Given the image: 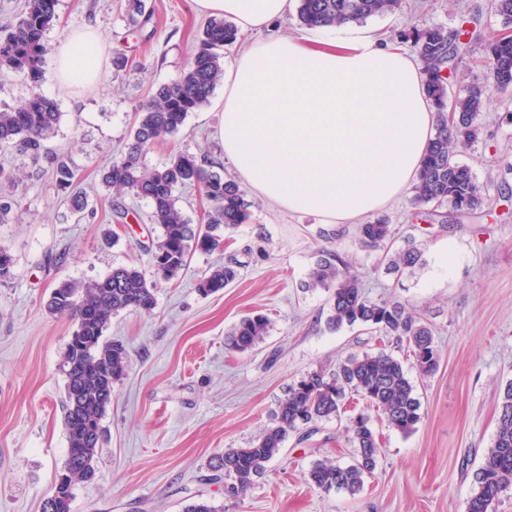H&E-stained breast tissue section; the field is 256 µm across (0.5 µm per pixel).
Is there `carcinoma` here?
<instances>
[{
  "instance_id": "1",
  "label": "carcinoma",
  "mask_w": 512,
  "mask_h": 512,
  "mask_svg": "<svg viewBox=\"0 0 512 512\" xmlns=\"http://www.w3.org/2000/svg\"><path fill=\"white\" fill-rule=\"evenodd\" d=\"M58 0H24L19 20L0 32V76L20 77L28 87V98L17 107L0 108V149L14 148L33 161L45 160L52 168L58 188L77 213L87 210L85 196L73 190L75 174L57 156L48 154L45 141L60 119L55 101L40 92L44 60L50 48L45 31L56 20ZM297 18L308 29L360 24L369 18L394 14L403 0H296ZM492 13L512 26V0H490ZM153 13L145 0H128V22L139 31L146 29ZM465 29L448 31L433 26L413 35L412 48L423 63L427 98L435 110L436 135L429 142L422 169L411 187L412 202L429 207L427 216L445 218V208L457 216L472 215L489 198L488 184L477 179L472 169L459 161V153L477 142L483 133L481 113L487 90L473 87L464 95L449 94L450 63L467 52ZM239 38L236 25L213 17L202 31L201 46L180 74L157 85L137 113L131 141L123 155L102 169L101 181L117 192L124 190L149 201L151 221L161 234L150 249L154 280L135 267H118L106 276L78 283L62 281L51 290L47 310L66 315L77 325L78 339L67 345L61 362L66 383L65 429L68 456L64 473L54 487L51 512H72L73 489L96 478V459L102 439L101 420L112 400V385L127 367L125 348L104 340L112 316L134 310L151 313L156 306L159 283L178 278L196 252H213L224 246V230L248 222L249 205L239 183L214 170L209 158L180 153L160 167L149 168L145 154L156 142L180 130L188 113L209 102L224 80V53ZM486 67L494 87L512 90V35L501 33L485 47ZM19 180L0 169V217L10 212L13 194L1 185L15 188ZM197 188L209 202L204 223L192 224L178 205L181 189ZM394 228L377 217L359 225L358 239L369 250H386ZM421 251L410 242L391 259L396 272L413 270ZM241 264L217 265L205 273L198 290L218 292L240 275ZM305 287L331 292L329 328L361 326L405 345L413 368L421 378L431 377L440 367L441 353L431 328L407 312L400 303L370 299L359 273L337 254L327 252L316 263ZM269 321L256 315L243 318L231 332V344L239 352L253 349L268 334ZM359 395L366 407L381 414L386 424L403 434L412 432L421 419V402L416 386L402 362L379 348L348 355L327 375L308 374L289 388L281 400L275 423L248 448L224 451L215 458L213 469L233 478L234 492L242 493L276 457L291 433L305 438L317 432L316 424L335 417L346 392ZM354 461L340 465L330 460L314 462L309 483L324 492L355 494L366 475L376 467L378 441L369 415L361 412L350 422ZM476 488L467 499L466 512H489L500 496L512 489V381L507 382L494 439L475 476Z\"/></svg>"
}]
</instances>
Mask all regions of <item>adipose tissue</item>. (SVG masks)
I'll return each mask as SVG.
<instances>
[{
    "mask_svg": "<svg viewBox=\"0 0 512 512\" xmlns=\"http://www.w3.org/2000/svg\"><path fill=\"white\" fill-rule=\"evenodd\" d=\"M196 13L255 34L224 78V155L267 201L355 224L385 208L417 177L435 134L425 75L374 29L338 26L320 39L275 27L291 0H191ZM100 36L71 34L55 55L60 88L101 72Z\"/></svg>",
    "mask_w": 512,
    "mask_h": 512,
    "instance_id": "1",
    "label": "adipose tissue"
}]
</instances>
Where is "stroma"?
<instances>
[{"label":"stroma","mask_w":512,"mask_h":512,"mask_svg":"<svg viewBox=\"0 0 512 512\" xmlns=\"http://www.w3.org/2000/svg\"><path fill=\"white\" fill-rule=\"evenodd\" d=\"M488 3L405 0L402 12L367 24L397 44L416 28H466L468 51L456 63L450 91L490 89L484 49L504 26ZM147 4V35L132 33L126 0H58L57 19L45 33L52 47L88 26L101 37L95 85L62 91L48 71L41 87L61 113L49 146L71 163L94 218L71 212L49 171L0 150V167L22 177L0 224V247L12 258L10 278L0 281V512H40L67 458L60 363L74 324L46 310L51 289L121 265L153 274L148 249L160 230L149 202L106 188L100 171L125 150L150 88L184 68L205 18L190 0ZM118 52L128 59L121 69L112 64ZM223 100V88H216L177 135L150 149L146 165L160 166L179 152L206 155L224 176H234L224 157ZM510 111L512 94L490 89L484 133L459 156L481 182H496L494 159L512 161V127L498 124ZM245 198L250 223L226 232L223 249L194 253L180 277L159 285L152 314L112 317L105 337L125 347L128 367L101 421L97 478L75 485L72 512H182L199 497L224 512H466L494 438L499 394L512 381V194H492L479 216L441 225L427 223L403 193L382 211L396 230L394 249L411 238L422 252L421 266L403 273L388 270L383 252L360 246L356 225L288 212L250 188ZM445 243L458 254L448 274L435 258ZM324 250L361 273L371 298L400 302L433 329L441 362L434 376L415 381L421 419L403 434L373 415L381 448L358 494L323 492L307 481L314 461L352 462L345 412L320 423L309 440L290 434L250 488L232 494L231 479L211 469L215 456L249 447L273 425L289 386L307 373L333 372L348 354L377 344L376 334L361 327L330 330L328 292L305 288ZM232 258L242 265L239 279L213 295L199 292L201 276ZM253 314L270 319L268 335L252 352L234 351L228 332Z\"/></svg>","instance_id":"35a3bbf8"}]
</instances>
